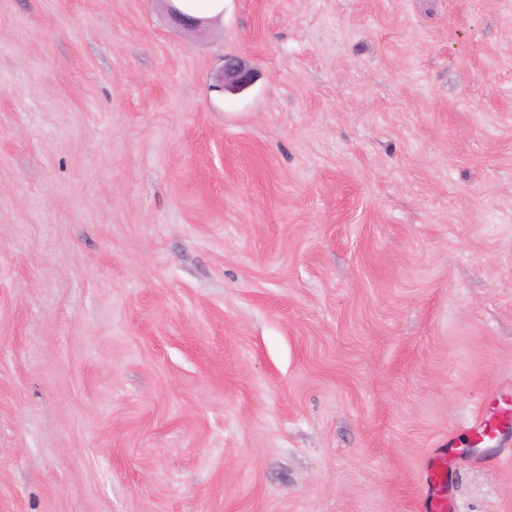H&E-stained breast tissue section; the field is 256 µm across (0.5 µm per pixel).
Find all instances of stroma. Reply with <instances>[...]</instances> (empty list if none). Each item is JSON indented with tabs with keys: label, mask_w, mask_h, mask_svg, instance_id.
<instances>
[{
	"label": "stroma",
	"mask_w": 512,
	"mask_h": 512,
	"mask_svg": "<svg viewBox=\"0 0 512 512\" xmlns=\"http://www.w3.org/2000/svg\"><path fill=\"white\" fill-rule=\"evenodd\" d=\"M499 412L512 0H0V512H512ZM183 11L199 18L217 16L224 7L223 0H181ZM175 5H171L170 12L173 21L186 30H197L204 23L203 19L195 18L183 12ZM218 80L225 91L239 92L252 85L254 73L237 57L225 56ZM446 466L447 462L440 458L434 462L432 469L428 471L427 481L435 487L434 497L427 504L429 512H455L453 502L448 500V484L444 477Z\"/></svg>",
	"instance_id": "1"
}]
</instances>
